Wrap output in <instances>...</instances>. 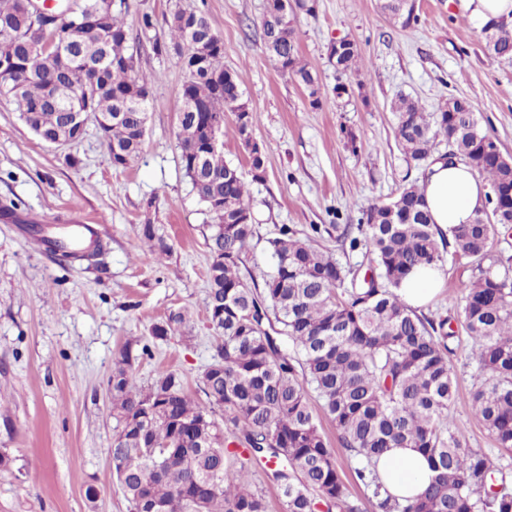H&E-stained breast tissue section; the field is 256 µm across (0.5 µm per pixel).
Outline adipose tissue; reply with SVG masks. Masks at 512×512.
I'll return each mask as SVG.
<instances>
[{"instance_id": "obj_1", "label": "adipose tissue", "mask_w": 512, "mask_h": 512, "mask_svg": "<svg viewBox=\"0 0 512 512\" xmlns=\"http://www.w3.org/2000/svg\"><path fill=\"white\" fill-rule=\"evenodd\" d=\"M424 198L434 224L449 229L470 223L486 204L483 183L467 167L435 161L423 184ZM443 273L437 269L421 270L409 276L398 294L413 308L426 306L438 292ZM383 484L395 496L414 497L423 492L430 475L424 455L414 448H392L377 460Z\"/></svg>"}]
</instances>
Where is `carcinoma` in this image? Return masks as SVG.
Masks as SVG:
<instances>
[{
    "label": "carcinoma",
    "mask_w": 512,
    "mask_h": 512,
    "mask_svg": "<svg viewBox=\"0 0 512 512\" xmlns=\"http://www.w3.org/2000/svg\"><path fill=\"white\" fill-rule=\"evenodd\" d=\"M269 0L261 19L266 52L319 102V87L299 58L294 18L271 27ZM74 12L64 36L52 34L24 0H0V95L16 99L24 124L43 141L77 144L80 124L99 129L115 168L139 155L154 77L137 68L136 51L122 17L124 0H70ZM149 12L138 18L139 36L165 49L153 35ZM169 36L185 48L187 73L176 104L181 169L210 219V265L204 302L216 333L217 363L203 373L206 402L191 399L182 378L161 371L148 386L133 375L138 355L125 346L109 378L116 420L112 472L133 512H267L263 490L252 484L260 467L276 484L286 512H313L323 503L337 512H512L506 468L466 448L451 412L463 405L479 418L497 447L512 450V256L492 254V241L512 230V167L500 160L472 104L451 98L432 114L401 96L392 104L404 154L428 166L438 138L457 159L489 181L491 212L449 229L455 252L477 261L464 286L458 319L472 340L479 382L460 399L452 363L454 333L448 317L428 318L397 294L414 271L443 267L445 233L432 224L422 189L399 188L387 203L362 211L356 225L336 228V240L369 260L371 275L346 269L332 255L303 241L287 226L268 240L274 267L262 287L250 286L239 263L253 236L247 185L222 151L202 148V129L224 131V112L236 113L238 134L250 146L256 116L238 112V76L224 67V41L201 9L176 8ZM209 37L197 59V35ZM487 50L512 56V28H483ZM359 56L343 42L336 67ZM138 238L160 260L170 245L157 224H138ZM280 326L292 350L269 329ZM187 326L172 312L152 327L163 339ZM314 392L340 445L352 457L353 478L370 491L369 508L348 496L334 450L308 403ZM235 444L243 452H230ZM389 448H417L434 475L415 500L400 501L378 481L373 461Z\"/></svg>",
    "instance_id": "1"
}]
</instances>
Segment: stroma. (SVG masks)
I'll return each mask as SVG.
<instances>
[{
	"instance_id": "stroma-1",
	"label": "stroma",
	"mask_w": 512,
	"mask_h": 512,
	"mask_svg": "<svg viewBox=\"0 0 512 512\" xmlns=\"http://www.w3.org/2000/svg\"><path fill=\"white\" fill-rule=\"evenodd\" d=\"M384 2L313 0L312 12H297L299 55L320 87L314 102L265 51L260 20L267 0H126L129 30L149 12L163 41L175 7L203 9L224 41L225 66L237 73L243 99L257 114L262 179L252 177L235 113H225L222 136L224 158L243 174L252 198L254 235L240 265L248 284H262L271 272L267 241L285 226L343 267L363 263L361 253L337 243V225L357 223L363 209L425 174L396 140L391 105L399 96L428 113L452 97L470 100L483 128L512 156V57L486 50L482 24L464 0H415L417 19L408 25L388 15ZM343 38L359 47L352 71L337 70L330 57ZM138 63L157 80L145 142L124 168L112 166L95 125L76 148H55L24 126L14 100L0 97V206L16 204L20 216L38 217L57 236L81 216L106 246L96 263L70 264L0 216V453L10 458L0 466V512H130L109 463L115 356L132 345L140 353L138 384L173 371L199 400L202 375L217 359L204 308L209 220L178 161L182 55L172 46L157 54L146 44ZM146 223L164 228L172 252L163 262L142 254L134 229ZM315 224L322 229L317 236ZM443 257V285L424 314L447 315L457 332L453 363L464 397L477 370L457 313L474 265L450 247ZM173 311L188 315L187 327L154 338L153 325ZM453 423L468 448L512 465V452L497 448L469 411L457 409ZM91 486L98 491L93 498L86 494Z\"/></svg>"
}]
</instances>
